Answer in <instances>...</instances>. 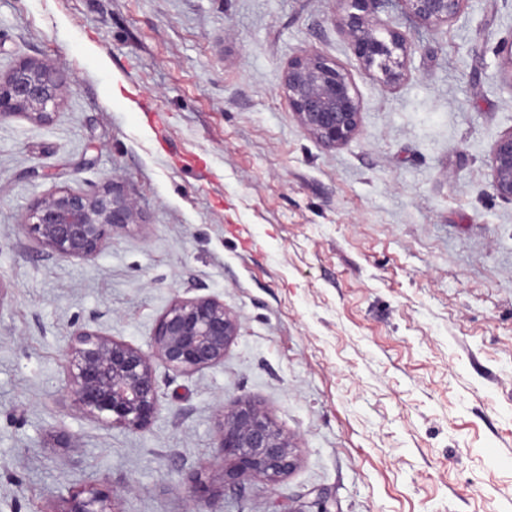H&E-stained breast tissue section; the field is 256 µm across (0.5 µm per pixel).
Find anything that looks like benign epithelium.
I'll return each instance as SVG.
<instances>
[{
    "label": "benign epithelium",
    "mask_w": 512,
    "mask_h": 512,
    "mask_svg": "<svg viewBox=\"0 0 512 512\" xmlns=\"http://www.w3.org/2000/svg\"><path fill=\"white\" fill-rule=\"evenodd\" d=\"M340 24L360 67L375 71L389 86L406 75L410 44L399 27L375 19L387 0H336ZM405 14L430 28L456 19L466 0H400ZM283 86L301 128L326 148L349 142L358 132L361 103L350 72L314 51L288 60ZM66 93L62 74L51 64L22 60L0 76V119L16 114L46 120ZM489 167L497 193L512 200V129L494 142ZM142 225L136 202L113 183L86 193L56 190L22 215L21 226L43 248L64 259H92L113 232ZM238 318L213 297L176 298L158 319L152 352L99 330L78 328L67 346L68 384L73 405L88 417L132 433L145 430L160 411L155 361L187 374L224 362L239 336ZM224 485L243 488L261 477L276 484L299 462L296 446L258 404L246 400L219 414ZM60 512H115L112 493L94 484L61 497Z\"/></svg>",
    "instance_id": "benign-epithelium-1"
}]
</instances>
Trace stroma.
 <instances>
[{
    "instance_id": "1",
    "label": "stroma",
    "mask_w": 512,
    "mask_h": 512,
    "mask_svg": "<svg viewBox=\"0 0 512 512\" xmlns=\"http://www.w3.org/2000/svg\"><path fill=\"white\" fill-rule=\"evenodd\" d=\"M406 31L396 86L356 61L336 0H0V72L35 59L70 88L47 121L0 119V512L68 488L116 512H512V0ZM348 69L361 125L327 149L282 89L298 51ZM124 100L108 95L112 79ZM116 182L145 222L89 260L21 227L55 190ZM177 297L240 332L223 363L156 364L144 431L76 410L67 340L148 349ZM260 402L296 439L276 485L225 488L217 414ZM489 167L497 193L512 200V129L501 134L494 142Z\"/></svg>"
}]
</instances>
